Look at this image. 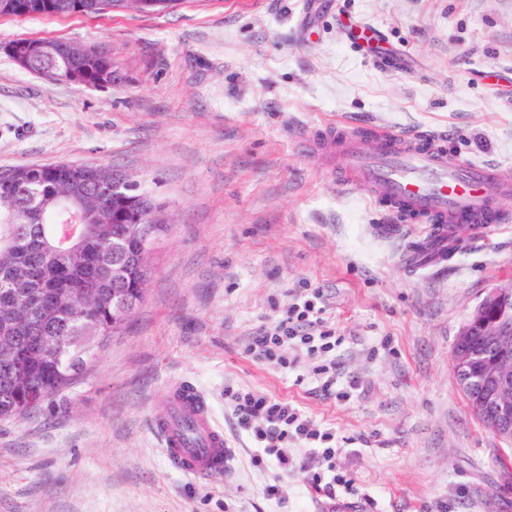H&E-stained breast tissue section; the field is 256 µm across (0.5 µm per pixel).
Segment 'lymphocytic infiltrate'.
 Wrapping results in <instances>:
<instances>
[{"label":"lymphocytic infiltrate","mask_w":512,"mask_h":512,"mask_svg":"<svg viewBox=\"0 0 512 512\" xmlns=\"http://www.w3.org/2000/svg\"><path fill=\"white\" fill-rule=\"evenodd\" d=\"M343 341L326 316L323 290L306 287L294 296L273 328L251 336L247 349L256 358L288 368L297 367L304 358L313 360L312 374L324 395L347 399L358 384L352 379L345 388L336 386V350ZM224 402L237 428L281 472H305L309 485L331 499L340 491L356 494L354 480L339 472L337 458L342 448L333 431L290 403L259 392L228 389Z\"/></svg>","instance_id":"obj_1"}]
</instances>
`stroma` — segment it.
<instances>
[{
  "instance_id": "obj_1",
  "label": "stroma",
  "mask_w": 512,
  "mask_h": 512,
  "mask_svg": "<svg viewBox=\"0 0 512 512\" xmlns=\"http://www.w3.org/2000/svg\"><path fill=\"white\" fill-rule=\"evenodd\" d=\"M343 17L375 25L406 67L351 44ZM21 38L105 52L111 87L21 69L1 50ZM363 122L445 128L460 158L512 167V0H178L154 13L0 17V171L111 164L171 216L126 326L39 408L0 420V512H317L325 495L305 473L252 463L228 386L335 429L357 487L337 505L512 512V443L473 414L451 360L484 297L512 281V223L408 273L400 253L421 225L380 235L389 216L294 135ZM305 283L323 289L345 338L337 384L357 380L349 400L246 350ZM183 382L236 446L228 475L182 477L151 432Z\"/></svg>"
}]
</instances>
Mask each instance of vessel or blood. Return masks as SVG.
Masks as SVG:
<instances>
[{"label": "vessel or blood", "instance_id": "1", "mask_svg": "<svg viewBox=\"0 0 512 512\" xmlns=\"http://www.w3.org/2000/svg\"><path fill=\"white\" fill-rule=\"evenodd\" d=\"M442 130L398 133L366 124L339 134L319 129L306 142L316 153L335 152L347 187L367 189L398 222L423 225L406 263L415 270L446 264L454 230L480 235L512 222L498 196L512 193V171L495 162L450 158ZM171 467L191 480L226 474L233 450L205 398L192 383L173 389L150 422Z\"/></svg>", "mask_w": 512, "mask_h": 512}]
</instances>
